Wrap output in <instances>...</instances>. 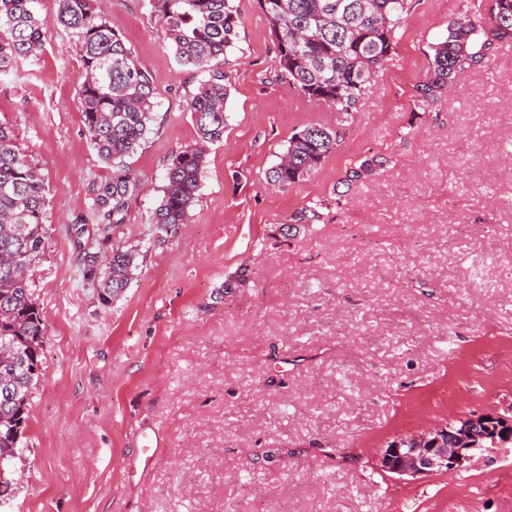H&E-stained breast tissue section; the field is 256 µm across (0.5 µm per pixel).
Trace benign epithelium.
Segmentation results:
<instances>
[{
  "label": "benign epithelium",
  "mask_w": 512,
  "mask_h": 512,
  "mask_svg": "<svg viewBox=\"0 0 512 512\" xmlns=\"http://www.w3.org/2000/svg\"><path fill=\"white\" fill-rule=\"evenodd\" d=\"M494 421L500 425L492 426ZM509 442H512L511 416L498 412L471 414L462 418L459 429L448 422L395 439L391 447L384 449L377 466L395 480L457 472L476 456L491 453Z\"/></svg>",
  "instance_id": "1"
}]
</instances>
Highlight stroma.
<instances>
[{
  "label": "stroma",
  "instance_id": "stroma-1",
  "mask_svg": "<svg viewBox=\"0 0 512 512\" xmlns=\"http://www.w3.org/2000/svg\"><path fill=\"white\" fill-rule=\"evenodd\" d=\"M235 4L224 139L208 147L189 221L161 238L151 216L169 158L197 137L186 101L201 75L160 38L149 0H96L157 89L128 160L143 181L110 232L141 257L109 306L74 244L93 183L112 173L81 122L75 41L53 27L39 55L0 74V123L47 190L29 272L43 367L0 512H512V451L416 479L376 466L396 437L512 405V42L420 109L432 44L490 2L411 0L340 124L277 80L257 0ZM311 122L337 124L336 150L272 190L267 171ZM367 155L384 166L343 186ZM319 200V224L277 234ZM241 271L246 286L221 294ZM153 436L159 462L131 473Z\"/></svg>",
  "mask_w": 512,
  "mask_h": 512
}]
</instances>
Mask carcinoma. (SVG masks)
<instances>
[{
    "instance_id": "carcinoma-1",
    "label": "carcinoma",
    "mask_w": 512,
    "mask_h": 512,
    "mask_svg": "<svg viewBox=\"0 0 512 512\" xmlns=\"http://www.w3.org/2000/svg\"><path fill=\"white\" fill-rule=\"evenodd\" d=\"M38 0H0V73L36 54L51 25L76 40L84 70L79 97L81 121L98 155L112 164V177L93 190L97 234L85 242L76 227L77 260L83 277L97 283L101 303L124 293L138 268L139 253L111 243L110 226L122 223L140 177L126 163L151 132L155 89L152 79L93 0H56L53 22L40 17ZM410 0H257L278 44L280 78L305 95L331 104L345 123L353 117L372 76L389 59L395 31ZM162 34L180 65L207 73L187 100L198 142L172 155L162 195L151 218L152 231L172 235L188 222L199 201L206 145L224 139L228 77L226 61L239 37L241 17L233 0H152ZM512 39V0H491L485 19L448 26L432 46L429 76L416 87L424 109L440 99L469 70L487 62L494 49ZM337 128L311 123L295 133L267 183L285 189L313 175L336 150ZM384 160L366 157L347 171L343 185L374 176ZM46 188L39 169L0 123V502L15 486L12 461L22 447L32 390L42 366L46 326L29 288V271L44 250ZM322 204L306 206L279 225L295 237L321 221Z\"/></svg>"
}]
</instances>
